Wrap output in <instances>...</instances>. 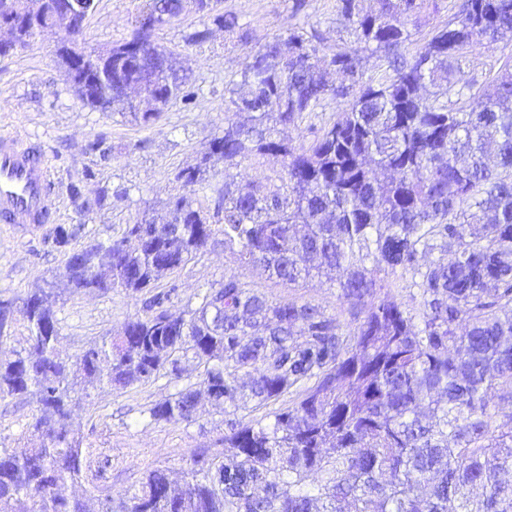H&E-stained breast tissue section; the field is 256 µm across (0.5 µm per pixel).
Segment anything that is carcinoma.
<instances>
[{
  "instance_id": "1",
  "label": "carcinoma",
  "mask_w": 512,
  "mask_h": 512,
  "mask_svg": "<svg viewBox=\"0 0 512 512\" xmlns=\"http://www.w3.org/2000/svg\"><path fill=\"white\" fill-rule=\"evenodd\" d=\"M337 0L350 45L321 53V34L291 26L224 83L227 111L201 166L180 171L190 189L224 164L213 216L178 198L166 224H131L50 275L52 287L0 298V397L35 398L29 428L39 445L0 448L4 512H512V69L490 88L464 78L471 48L512 43V0H462L418 47L408 25L432 0ZM60 0H0L19 22L0 55L25 46L28 25L56 24ZM221 0H141L139 14L187 11L226 31L241 28ZM378 60L377 80L359 52ZM72 78L78 99L145 125L173 101H191L177 57L118 41ZM341 78L333 86L329 71ZM327 98L342 107L308 148L279 137ZM256 154L283 159L277 184L237 186L229 170ZM290 285L343 270L339 299L350 322L296 300L273 302L228 275L196 308L171 316L174 289L161 279L216 236ZM137 241L133 250L128 238ZM436 258H431L432 254ZM404 279L409 301L377 298L381 275ZM145 292L144 315L122 335L79 356L57 350L56 298L69 291ZM27 347H6L15 315ZM199 381L149 410L155 422H190L199 389L216 406L260 408L288 394L273 422L238 421L230 453L193 455L182 483L149 471L119 505L67 493L86 480L89 450L73 412L106 382L126 388L161 377L178 383L182 362Z\"/></svg>"
}]
</instances>
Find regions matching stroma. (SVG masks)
I'll return each mask as SVG.
<instances>
[{
	"instance_id": "35a3bbf8",
	"label": "stroma",
	"mask_w": 512,
	"mask_h": 512,
	"mask_svg": "<svg viewBox=\"0 0 512 512\" xmlns=\"http://www.w3.org/2000/svg\"><path fill=\"white\" fill-rule=\"evenodd\" d=\"M138 2L96 0V9L85 23L86 47L103 50L131 38L137 28ZM336 5V0H306L296 13L292 0H224V10L233 12L247 31L244 40L213 24L204 42L186 45V36L203 26L192 13L155 30V43L181 57L195 97L188 103L174 101L149 125L116 112L92 110L77 98L58 57L64 39L61 31L36 35L26 47L0 56V134L11 133L41 146L54 189L48 221L0 224V296H22L41 286L51 271L64 266L70 250L121 237L127 225L141 216L164 223L169 202L179 196L192 194L195 207L214 213L215 196L202 188L189 191L177 174L196 165L211 139L222 133L225 81L237 77L261 44L292 25L318 30L326 49L348 42ZM507 63L512 64V46L479 43L463 69L466 77L482 86L490 84ZM73 185L81 190L77 203L68 192ZM76 224L82 230L71 245L58 246L55 227ZM228 275L271 301L308 302L341 322L349 320L337 282L322 276L293 286L283 284L238 251L226 249L219 237L159 286L174 289L169 311L179 316L196 306L201 291ZM144 300V294L121 288L63 295L54 307L61 327L60 353L74 357L90 343L120 335L129 319L142 314ZM173 391L162 379L120 390L107 384L91 390L75 412V436L92 451L93 467L103 475L72 486V494L90 500L109 494L117 499L154 468L182 480L195 449H221L230 422L269 418L266 407L221 411L204 400L192 422L151 421L150 407ZM34 407L31 401L0 399V448L19 452L34 446L35 439L26 430Z\"/></svg>"
}]
</instances>
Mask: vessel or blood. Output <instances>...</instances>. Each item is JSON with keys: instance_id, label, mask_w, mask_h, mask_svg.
Segmentation results:
<instances>
[{"instance_id": "obj_1", "label": "vessel or blood", "mask_w": 512, "mask_h": 512, "mask_svg": "<svg viewBox=\"0 0 512 512\" xmlns=\"http://www.w3.org/2000/svg\"><path fill=\"white\" fill-rule=\"evenodd\" d=\"M54 197L42 150L15 136L0 135V223L41 224Z\"/></svg>"}]
</instances>
